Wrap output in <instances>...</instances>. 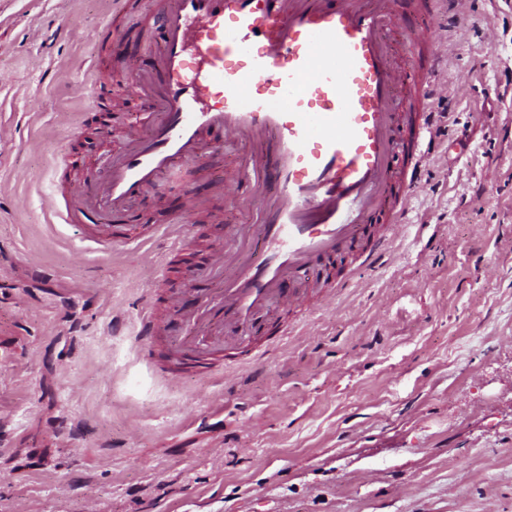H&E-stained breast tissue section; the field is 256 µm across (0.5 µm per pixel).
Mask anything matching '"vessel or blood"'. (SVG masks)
Segmentation results:
<instances>
[{"label":"vessel or blood","mask_w":512,"mask_h":512,"mask_svg":"<svg viewBox=\"0 0 512 512\" xmlns=\"http://www.w3.org/2000/svg\"><path fill=\"white\" fill-rule=\"evenodd\" d=\"M438 0H166L159 55L152 70L125 57L124 69L148 79L154 106L147 131L131 129L123 151L95 180L98 204L122 213L158 189L161 175L180 179L176 164L198 156L216 136L250 143L253 151L224 170L229 199L246 205L272 189L257 214L253 247L230 258L218 294L176 289L170 298L174 368L195 379L255 360L288 336L266 319L269 302L298 313L309 296L294 275L333 266L356 241L367 244L360 265L375 264L409 212L423 145L433 136L430 101L445 94L440 66L450 50L446 30L415 32L427 60L399 52L393 33ZM156 227L92 232L96 247L154 238ZM153 307L138 322L151 347L158 333Z\"/></svg>","instance_id":"1"}]
</instances>
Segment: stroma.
Masks as SVG:
<instances>
[{
    "label": "stroma",
    "instance_id": "obj_1",
    "mask_svg": "<svg viewBox=\"0 0 512 512\" xmlns=\"http://www.w3.org/2000/svg\"><path fill=\"white\" fill-rule=\"evenodd\" d=\"M133 2L0 0V512H512V7L431 18L458 47L390 250L339 260L348 287L273 355L191 380L149 364L136 327L186 272L221 288L207 258L263 204L224 195L248 147L207 148L129 206L123 223L177 224L192 186L177 253L163 233L100 251L99 205L75 224L44 208L148 125L113 53L155 56L163 0ZM185 195L187 197V200L183 203V214H184V220L182 221L183 224L175 225L170 227L174 230V234L176 236L172 248L173 250H178L186 246L190 238L193 226H191L189 223H191V216H192V208H193V201L190 199L191 197V190L187 189L185 190Z\"/></svg>",
    "mask_w": 512,
    "mask_h": 512
}]
</instances>
